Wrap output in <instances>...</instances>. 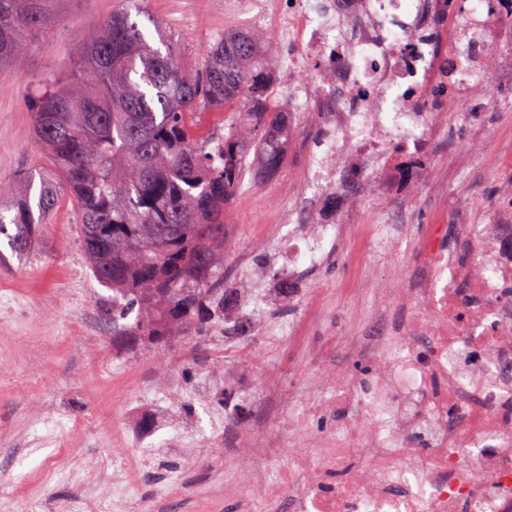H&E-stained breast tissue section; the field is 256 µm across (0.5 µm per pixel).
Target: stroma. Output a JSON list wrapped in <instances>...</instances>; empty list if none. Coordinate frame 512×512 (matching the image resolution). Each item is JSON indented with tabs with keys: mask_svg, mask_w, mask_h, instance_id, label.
<instances>
[{
	"mask_svg": "<svg viewBox=\"0 0 512 512\" xmlns=\"http://www.w3.org/2000/svg\"><path fill=\"white\" fill-rule=\"evenodd\" d=\"M119 4L58 0L56 19L33 36L36 49L0 78L1 184L48 166L28 101L66 73L82 41ZM147 8L196 58L224 31L255 26L246 13L225 11L224 0H148ZM469 125L450 124L438 159L451 165L454 145L471 144L469 165L447 187L452 211L461 200H490L512 184V166L491 145L471 141ZM311 193L298 164L285 159L273 175H245L229 199L224 234L249 251L253 275L241 278L235 256L219 253L217 285L250 295L247 311L261 329L230 349L223 317L195 340L160 302L153 316L166 334L164 350L113 335L112 292L85 261L70 202L49 216L27 248L14 249L0 236V512H59L73 502L77 512H134L133 502L114 501L115 488L130 483L140 497H153L152 512H237L224 501V477L234 464L252 460L236 426L260 439L288 440L289 409L266 391V378L278 377L284 390L305 400L318 397L324 372L370 370V360L349 356L342 340L367 334L372 317L394 323L401 312L373 289H359L355 301L349 291L372 267L400 269L398 288L419 275L425 226L438 207L425 189L400 191L397 204L408 208L410 224L397 229L391 252L372 243L353 256L332 250L323 262L298 265L296 295L279 297L283 261L255 241L280 210ZM291 321L306 322L302 335L285 332ZM146 447L177 465L176 495L154 497V469L132 475L112 455L122 448L136 458Z\"/></svg>",
	"mask_w": 512,
	"mask_h": 512,
	"instance_id": "35a3bbf8",
	"label": "stroma"
}]
</instances>
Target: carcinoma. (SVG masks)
<instances>
[{"label": "carcinoma", "instance_id": "obj_1", "mask_svg": "<svg viewBox=\"0 0 512 512\" xmlns=\"http://www.w3.org/2000/svg\"><path fill=\"white\" fill-rule=\"evenodd\" d=\"M123 0L84 39L69 76L31 99L34 134L52 168L0 186V235L34 237L67 200L94 278L112 290V332L164 343L145 309L205 335L224 290L205 289L224 250V204L241 185L248 151L285 125L271 106V61L252 30L224 33L198 61ZM54 19L53 0H0V73ZM212 293L203 300L202 292Z\"/></svg>", "mask_w": 512, "mask_h": 512}]
</instances>
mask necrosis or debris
<instances>
[{
  "label": "necrosis or debris",
  "mask_w": 512,
  "mask_h": 512,
  "mask_svg": "<svg viewBox=\"0 0 512 512\" xmlns=\"http://www.w3.org/2000/svg\"><path fill=\"white\" fill-rule=\"evenodd\" d=\"M254 15L299 48L280 96L320 125L304 179L334 216L295 224L281 213L267 227L265 244L289 227L281 283L291 288L298 262L403 223L399 209L354 222L350 203L364 190L384 203L412 184L445 199L433 161L449 124L471 112L481 83L512 87V0H256ZM316 59L321 96L303 79ZM423 249L416 287L376 283L402 319L345 340L371 372H330L326 393L288 421L287 470L239 468L225 502L241 512H512V193L485 222L463 208L430 225ZM322 415L335 428L310 432Z\"/></svg>",
  "instance_id": "necrosis-or-debris-1"
}]
</instances>
